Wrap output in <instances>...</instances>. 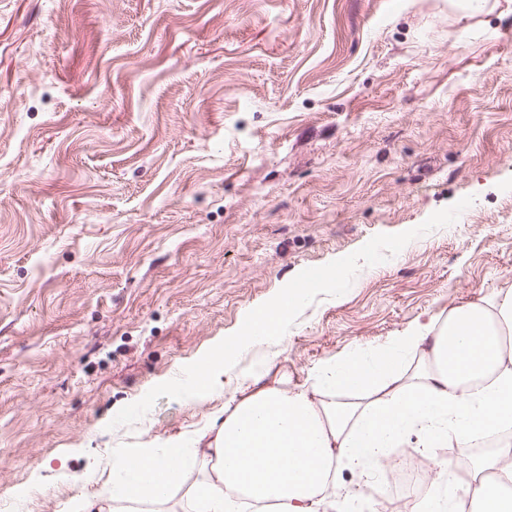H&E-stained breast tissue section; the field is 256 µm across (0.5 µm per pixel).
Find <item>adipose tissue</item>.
<instances>
[{"label": "adipose tissue", "instance_id": "1", "mask_svg": "<svg viewBox=\"0 0 512 512\" xmlns=\"http://www.w3.org/2000/svg\"><path fill=\"white\" fill-rule=\"evenodd\" d=\"M261 370L206 429L152 448L112 451L100 498H72L67 512H145L183 488L181 512H359L336 493V472L369 478L392 448H419L437 476L412 512H512V285L488 303L449 312L382 345L325 359L308 387L260 385ZM497 439L459 491L439 451ZM202 466V481L185 474Z\"/></svg>", "mask_w": 512, "mask_h": 512}]
</instances>
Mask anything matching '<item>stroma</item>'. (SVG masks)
Masks as SVG:
<instances>
[{
  "label": "stroma",
  "instance_id": "stroma-1",
  "mask_svg": "<svg viewBox=\"0 0 512 512\" xmlns=\"http://www.w3.org/2000/svg\"><path fill=\"white\" fill-rule=\"evenodd\" d=\"M466 196L247 355L265 383L512 285V0H0V503L66 512L113 449L195 434L224 397L108 424L303 269ZM419 454L379 461L376 512H410L384 479Z\"/></svg>",
  "mask_w": 512,
  "mask_h": 512
}]
</instances>
